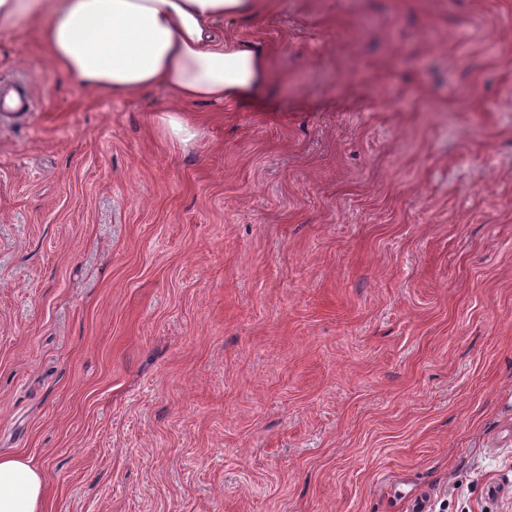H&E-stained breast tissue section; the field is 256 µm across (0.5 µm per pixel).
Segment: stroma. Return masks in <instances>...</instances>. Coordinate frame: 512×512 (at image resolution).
I'll return each mask as SVG.
<instances>
[{
	"label": "stroma",
	"mask_w": 512,
	"mask_h": 512,
	"mask_svg": "<svg viewBox=\"0 0 512 512\" xmlns=\"http://www.w3.org/2000/svg\"><path fill=\"white\" fill-rule=\"evenodd\" d=\"M224 31L221 104L0 31V453L44 512H512V0Z\"/></svg>",
	"instance_id": "35a3bbf8"
}]
</instances>
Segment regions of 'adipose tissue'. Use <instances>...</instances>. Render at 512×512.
<instances>
[{
	"instance_id": "ef3b65f1",
	"label": "adipose tissue",
	"mask_w": 512,
	"mask_h": 512,
	"mask_svg": "<svg viewBox=\"0 0 512 512\" xmlns=\"http://www.w3.org/2000/svg\"><path fill=\"white\" fill-rule=\"evenodd\" d=\"M254 8V0H0V26L44 17L55 67L112 96L164 87L186 102H221L267 76L258 52L215 32ZM45 488L41 466L0 456V512H44Z\"/></svg>"
}]
</instances>
